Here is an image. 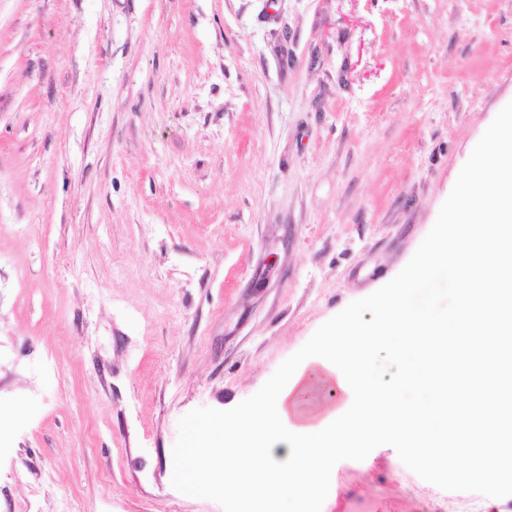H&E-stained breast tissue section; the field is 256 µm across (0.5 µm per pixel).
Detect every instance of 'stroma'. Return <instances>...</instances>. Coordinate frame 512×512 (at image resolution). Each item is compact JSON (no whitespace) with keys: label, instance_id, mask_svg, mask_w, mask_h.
Masks as SVG:
<instances>
[{"label":"stroma","instance_id":"obj_1","mask_svg":"<svg viewBox=\"0 0 512 512\" xmlns=\"http://www.w3.org/2000/svg\"><path fill=\"white\" fill-rule=\"evenodd\" d=\"M512 113V0H0V512H222L171 484L394 278ZM377 447L322 512H512Z\"/></svg>","mask_w":512,"mask_h":512}]
</instances>
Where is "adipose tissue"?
<instances>
[{"mask_svg": "<svg viewBox=\"0 0 512 512\" xmlns=\"http://www.w3.org/2000/svg\"><path fill=\"white\" fill-rule=\"evenodd\" d=\"M447 282L450 303L434 294ZM368 325L337 328L341 359L317 352L239 421L200 440L241 493H297L311 471L359 439L414 449L452 448L475 472H512V113L485 135L461 193L401 284L374 302ZM395 342L401 372L380 386L372 350ZM415 399H407V392Z\"/></svg>", "mask_w": 512, "mask_h": 512, "instance_id": "ef3b65f1", "label": "adipose tissue"}]
</instances>
